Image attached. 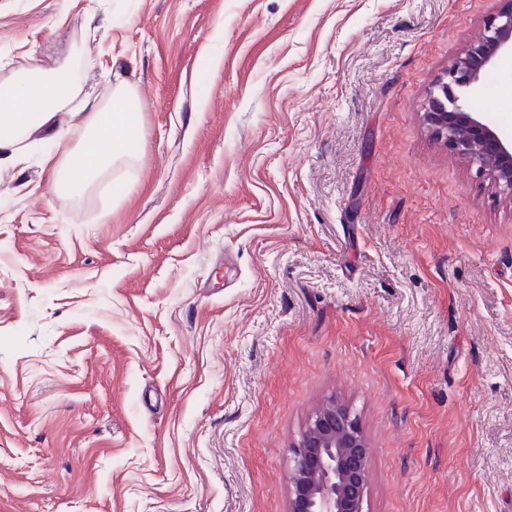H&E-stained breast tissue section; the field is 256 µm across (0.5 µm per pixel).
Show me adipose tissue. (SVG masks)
Returning <instances> with one entry per match:
<instances>
[{
    "label": "adipose tissue",
    "instance_id": "obj_1",
    "mask_svg": "<svg viewBox=\"0 0 512 512\" xmlns=\"http://www.w3.org/2000/svg\"><path fill=\"white\" fill-rule=\"evenodd\" d=\"M85 59L72 50L58 67L31 64L0 80V155L19 162L21 143L42 131L61 161L54 168L56 190L80 195L110 169L132 165L141 138L140 104L133 85L101 73L102 90L85 84ZM81 146L71 149L72 135Z\"/></svg>",
    "mask_w": 512,
    "mask_h": 512
}]
</instances>
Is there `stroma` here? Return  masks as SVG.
Here are the masks:
<instances>
[{"label":"stroma","mask_w":512,"mask_h":512,"mask_svg":"<svg viewBox=\"0 0 512 512\" xmlns=\"http://www.w3.org/2000/svg\"><path fill=\"white\" fill-rule=\"evenodd\" d=\"M500 6L0 0V78L95 28L144 131L80 198L0 163V512H288L331 397L364 512H512V196L422 116Z\"/></svg>","instance_id":"35a3bbf8"}]
</instances>
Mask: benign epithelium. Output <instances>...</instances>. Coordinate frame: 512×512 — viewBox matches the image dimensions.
I'll return each mask as SVG.
<instances>
[{
	"label": "benign epithelium",
	"instance_id": "7a95c632",
	"mask_svg": "<svg viewBox=\"0 0 512 512\" xmlns=\"http://www.w3.org/2000/svg\"><path fill=\"white\" fill-rule=\"evenodd\" d=\"M512 54V0L484 25L480 39L429 89L424 120L448 151L467 157L512 195V141L484 123L469 102L482 72ZM289 512H362L370 447L357 415L330 400L319 407L292 447Z\"/></svg>",
	"mask_w": 512,
	"mask_h": 512
}]
</instances>
